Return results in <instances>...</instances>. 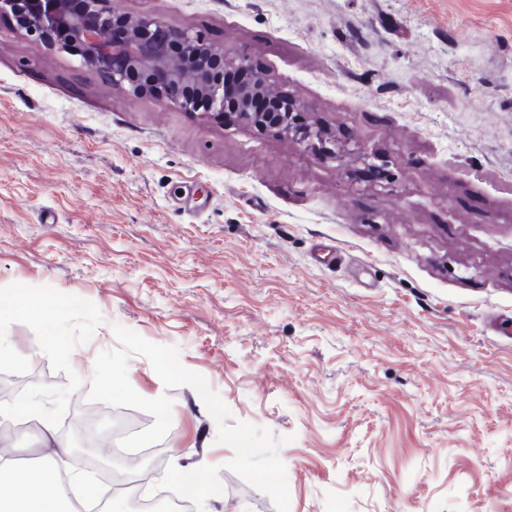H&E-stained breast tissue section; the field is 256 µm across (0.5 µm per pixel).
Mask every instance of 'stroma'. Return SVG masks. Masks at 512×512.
<instances>
[{
    "instance_id": "35a3bbf8",
    "label": "stroma",
    "mask_w": 512,
    "mask_h": 512,
    "mask_svg": "<svg viewBox=\"0 0 512 512\" xmlns=\"http://www.w3.org/2000/svg\"><path fill=\"white\" fill-rule=\"evenodd\" d=\"M114 2L246 49L346 160L130 97L1 19L0 291L45 313L0 315L5 453L44 455L25 399L63 430L117 323L282 438L289 512H512V0ZM128 378L173 401L157 471L220 466L204 512H275L193 387L140 355Z\"/></svg>"
}]
</instances>
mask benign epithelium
I'll return each instance as SVG.
<instances>
[{"label": "benign epithelium", "instance_id": "obj_1", "mask_svg": "<svg viewBox=\"0 0 512 512\" xmlns=\"http://www.w3.org/2000/svg\"><path fill=\"white\" fill-rule=\"evenodd\" d=\"M1 17L47 49L79 58L112 87L134 97L167 99L186 112L224 116V74L253 69L251 57L244 51L207 42L152 14L130 16L111 7L110 0H37L34 6L29 0H0ZM118 21L126 26L121 41L112 39V26ZM257 97L266 98L268 111L253 110L252 101ZM298 108L297 101L273 92L266 76L255 72L238 91L232 112L247 125L264 129L271 124L286 134L291 112ZM299 141L307 148H322L338 164L344 163L343 152L326 148V139L318 130L301 133ZM67 434L78 460L112 464L111 459L98 455L83 423L72 424Z\"/></svg>", "mask_w": 512, "mask_h": 512}]
</instances>
